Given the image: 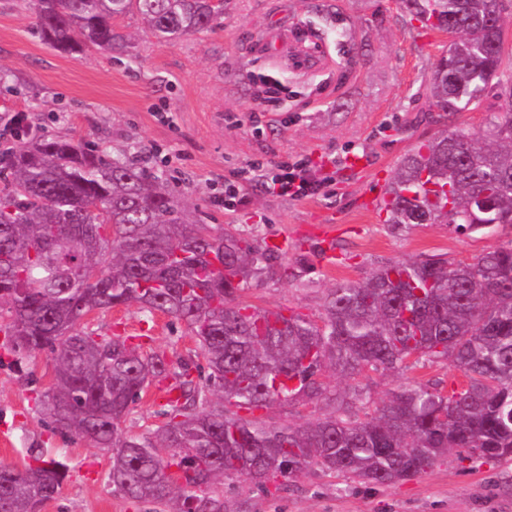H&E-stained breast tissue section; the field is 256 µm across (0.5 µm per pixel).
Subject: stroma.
<instances>
[{"label":"stroma","mask_w":512,"mask_h":512,"mask_svg":"<svg viewBox=\"0 0 512 512\" xmlns=\"http://www.w3.org/2000/svg\"><path fill=\"white\" fill-rule=\"evenodd\" d=\"M124 53L98 50L73 58L43 42L29 0H0V172L6 148L19 140L9 123L21 114L34 136L83 140L110 157L132 158L160 177L186 217L214 228L258 234L287 245L292 271L244 295L261 308L287 307L318 317L329 288L363 279L377 265L443 254L468 261L512 239V226L458 233L445 224L395 230L363 208L385 189L403 155L443 130L484 126L485 112L446 119L425 111L430 78L447 34L410 21L403 0H224L209 29L175 41L156 39L144 21L116 26ZM281 90L263 97L262 80ZM300 158L315 165L322 186L295 199L244 181L249 164L270 171ZM242 184L224 205V185ZM336 227L335 263L316 246L322 226ZM183 323L159 314L155 345L170 360L194 346ZM40 353L15 370L0 362V460L31 455L68 464L70 478L42 512H152V504L113 494L111 452L53 432L34 396L52 379ZM451 362L415 365L359 377L373 401L409 383H460ZM162 387H149L121 424L137 435L163 419ZM224 499L244 512H512V460L449 455L418 477L391 484L361 483L310 470L263 492L245 481L224 484Z\"/></svg>","instance_id":"35a3bbf8"}]
</instances>
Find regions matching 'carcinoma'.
Returning a JSON list of instances; mask_svg holds the SVG:
<instances>
[{
	"label": "carcinoma",
	"instance_id": "cac0c4a2",
	"mask_svg": "<svg viewBox=\"0 0 512 512\" xmlns=\"http://www.w3.org/2000/svg\"><path fill=\"white\" fill-rule=\"evenodd\" d=\"M42 40L66 55L126 49L114 21L141 16L174 41L211 26V0H34ZM501 0H405L411 19L456 38L437 60L428 112H469L496 90L484 133L456 127L401 159L387 190L385 223L446 224L469 232L512 224V59L503 55ZM0 195V328L16 367L46 352L52 385L35 405L61 433L112 449V493L161 512H229L215 485L268 483L317 467L364 483L410 480L450 452L512 457V239L468 263L443 255L379 264L326 296L320 320L239 300L255 282L289 276L279 248L251 233L192 224L146 171L67 138L32 137L8 152ZM493 199L489 212L474 197ZM135 305L143 322L161 313L187 325L188 356L142 353L127 336H101L86 317ZM451 360L465 383L447 393L412 384L373 414L368 392L338 395L324 374L356 380L368 370ZM178 395L155 431L120 428L153 381ZM327 400L313 422L272 425L273 405ZM69 477L37 456L0 460V512H40Z\"/></svg>",
	"mask_w": 512,
	"mask_h": 512
}]
</instances>
